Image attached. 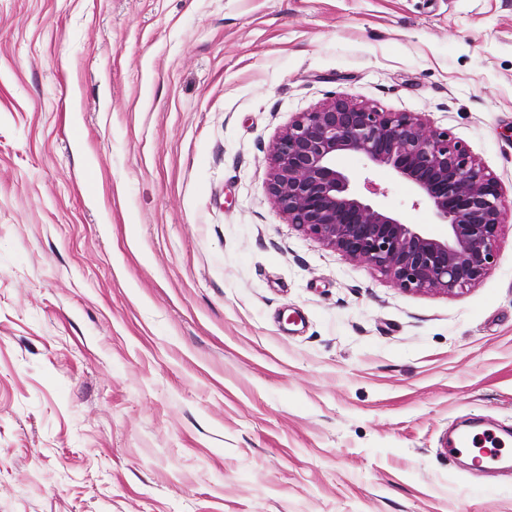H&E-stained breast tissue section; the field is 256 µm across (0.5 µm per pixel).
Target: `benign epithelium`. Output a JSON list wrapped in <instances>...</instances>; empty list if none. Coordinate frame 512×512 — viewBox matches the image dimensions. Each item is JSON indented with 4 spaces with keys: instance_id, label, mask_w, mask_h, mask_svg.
Masks as SVG:
<instances>
[{
    "instance_id": "1",
    "label": "benign epithelium",
    "mask_w": 512,
    "mask_h": 512,
    "mask_svg": "<svg viewBox=\"0 0 512 512\" xmlns=\"http://www.w3.org/2000/svg\"><path fill=\"white\" fill-rule=\"evenodd\" d=\"M354 154L411 183L448 224L439 239L351 189L336 164ZM266 191L288 223L406 292L456 294L494 262L506 202L496 177L446 131L411 112L332 98L299 113L272 141Z\"/></svg>"
}]
</instances>
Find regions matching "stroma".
<instances>
[{
	"mask_svg": "<svg viewBox=\"0 0 512 512\" xmlns=\"http://www.w3.org/2000/svg\"><path fill=\"white\" fill-rule=\"evenodd\" d=\"M341 96L512 205V0H0V512H512L444 452L512 433V216L456 295L288 223L269 146Z\"/></svg>",
	"mask_w": 512,
	"mask_h": 512,
	"instance_id": "35a3bbf8",
	"label": "stroma"
}]
</instances>
